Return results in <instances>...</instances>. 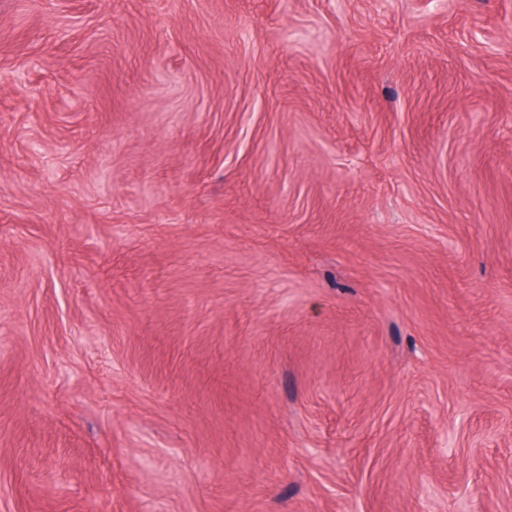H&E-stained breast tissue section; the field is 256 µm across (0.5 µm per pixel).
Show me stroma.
I'll return each instance as SVG.
<instances>
[{
	"label": "stroma",
	"instance_id": "1",
	"mask_svg": "<svg viewBox=\"0 0 512 512\" xmlns=\"http://www.w3.org/2000/svg\"><path fill=\"white\" fill-rule=\"evenodd\" d=\"M0 512H512V0H0Z\"/></svg>",
	"mask_w": 512,
	"mask_h": 512
}]
</instances>
